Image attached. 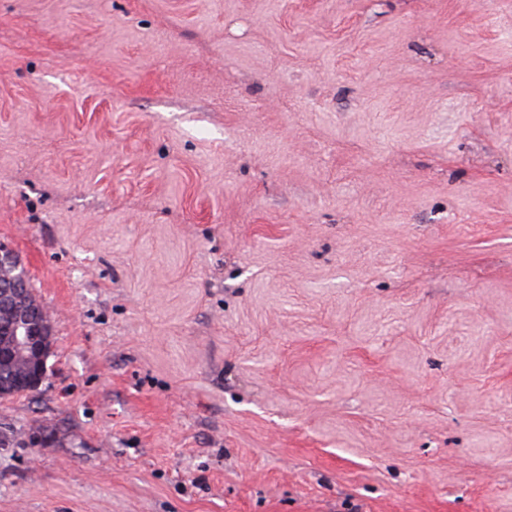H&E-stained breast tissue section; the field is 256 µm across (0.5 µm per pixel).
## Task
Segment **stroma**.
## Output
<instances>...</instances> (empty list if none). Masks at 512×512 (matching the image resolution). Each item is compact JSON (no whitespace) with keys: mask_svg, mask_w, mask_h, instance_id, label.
<instances>
[{"mask_svg":"<svg viewBox=\"0 0 512 512\" xmlns=\"http://www.w3.org/2000/svg\"><path fill=\"white\" fill-rule=\"evenodd\" d=\"M1 241L0 512H512V0H0ZM0 295V342L8 344L13 336L12 325L15 311L23 306L28 296L34 297L26 271L23 270V277L19 280L12 278L6 280L0 277ZM23 321V320H22ZM26 331L13 337V349L18 354H29L33 357V366L40 368L47 353V337L45 329L52 325L51 317L43 305L32 307L29 317L24 321ZM32 367L23 370L21 366L13 361L10 357H5L0 361V383H10L8 391L0 394V399L11 398L22 394L29 393L27 391L28 384L26 378L29 376Z\"/></svg>","mask_w":512,"mask_h":512,"instance_id":"obj_1","label":"stroma"}]
</instances>
